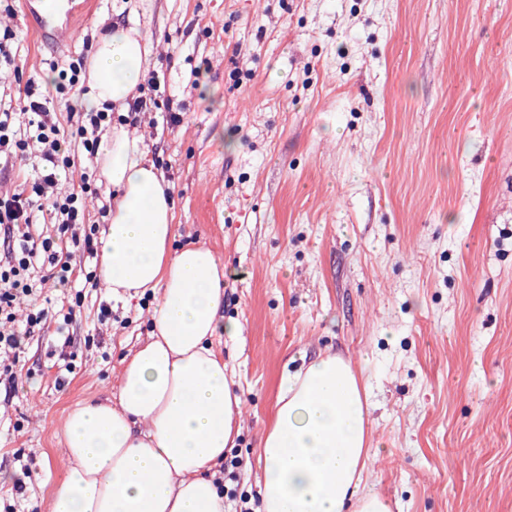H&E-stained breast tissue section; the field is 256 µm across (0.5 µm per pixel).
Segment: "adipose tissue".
<instances>
[{
  "label": "adipose tissue",
  "mask_w": 512,
  "mask_h": 512,
  "mask_svg": "<svg viewBox=\"0 0 512 512\" xmlns=\"http://www.w3.org/2000/svg\"><path fill=\"white\" fill-rule=\"evenodd\" d=\"M150 35L114 28L89 71L95 105L125 104L153 55ZM117 191L100 238L113 296L153 291L152 331L123 361L116 399L90 401L66 424L67 475L51 512H224L213 470L241 429L242 398L215 345L224 272L204 246L174 251L170 185L142 139L113 131L99 156ZM372 448L367 390L350 361L326 356L288 374L259 449L261 512H392L365 490Z\"/></svg>",
  "instance_id": "obj_1"
}]
</instances>
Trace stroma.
I'll list each match as a JSON object with an SVG mask.
<instances>
[{
	"mask_svg": "<svg viewBox=\"0 0 512 512\" xmlns=\"http://www.w3.org/2000/svg\"><path fill=\"white\" fill-rule=\"evenodd\" d=\"M94 2L52 52L0 0V101L54 88L112 27L156 40L154 106L112 124L173 188L172 249L224 267L240 490L260 491L286 373L338 354L369 383L367 489L394 512H512V0ZM84 293L70 344L35 337L0 399V512H50L69 413L115 397L151 333L152 294Z\"/></svg>",
	"mask_w": 512,
	"mask_h": 512,
	"instance_id": "1",
	"label": "stroma"
}]
</instances>
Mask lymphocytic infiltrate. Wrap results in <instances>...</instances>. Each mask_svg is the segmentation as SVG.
<instances>
[{
    "label": "lymphocytic infiltrate",
    "instance_id": "obj_1",
    "mask_svg": "<svg viewBox=\"0 0 512 512\" xmlns=\"http://www.w3.org/2000/svg\"><path fill=\"white\" fill-rule=\"evenodd\" d=\"M24 95L30 100L28 116L0 113V165L28 151L40 163L31 186L0 199V354L11 357L10 364L0 367V381L12 389L22 380L18 368L25 341L51 331L65 333L64 325H51L47 310L39 306L24 325H17L15 303L36 295L50 278L70 286L84 274L82 257L97 253L98 242L85 228L83 197L92 191L90 181L65 195L58 185L62 171L76 165L72 141H79L86 159H93L108 125L107 112L91 110L78 113L74 131L64 133L50 110L49 91L30 82Z\"/></svg>",
    "mask_w": 512,
    "mask_h": 512
}]
</instances>
